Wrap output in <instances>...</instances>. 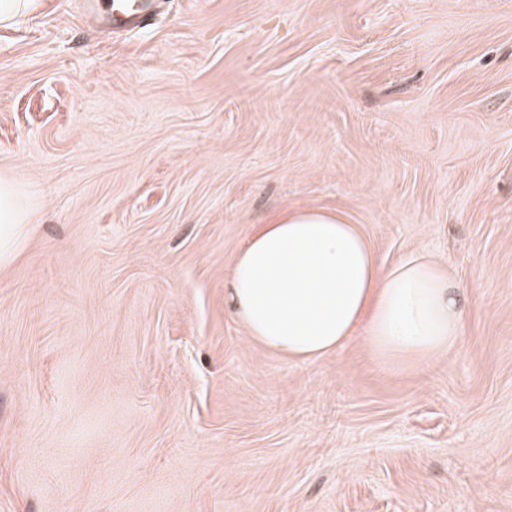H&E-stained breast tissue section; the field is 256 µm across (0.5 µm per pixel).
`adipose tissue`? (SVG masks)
Returning <instances> with one entry per match:
<instances>
[{"mask_svg":"<svg viewBox=\"0 0 512 512\" xmlns=\"http://www.w3.org/2000/svg\"><path fill=\"white\" fill-rule=\"evenodd\" d=\"M33 205L0 178V265L19 251ZM248 336L294 360L361 338L375 359L414 367L448 354L464 326L461 288L422 253L380 264L360 225L341 214L286 210L258 225L226 289Z\"/></svg>","mask_w":512,"mask_h":512,"instance_id":"ef3b65f1","label":"adipose tissue"}]
</instances>
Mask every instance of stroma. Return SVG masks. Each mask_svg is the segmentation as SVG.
<instances>
[{
	"mask_svg": "<svg viewBox=\"0 0 512 512\" xmlns=\"http://www.w3.org/2000/svg\"><path fill=\"white\" fill-rule=\"evenodd\" d=\"M0 512H512V0H39L0 25ZM292 207L463 290L418 368L291 360L226 284ZM93 10L102 24L123 29L143 27L153 13V0H92ZM33 205L9 179L0 178V265L12 262L19 251Z\"/></svg>",
	"mask_w": 512,
	"mask_h": 512,
	"instance_id": "35a3bbf8",
	"label": "stroma"
}]
</instances>
